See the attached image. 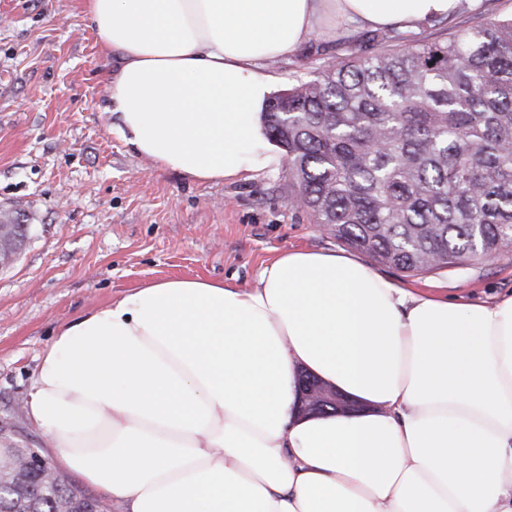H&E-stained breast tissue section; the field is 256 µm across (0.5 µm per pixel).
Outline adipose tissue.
<instances>
[{
	"label": "adipose tissue",
	"instance_id": "1",
	"mask_svg": "<svg viewBox=\"0 0 512 512\" xmlns=\"http://www.w3.org/2000/svg\"><path fill=\"white\" fill-rule=\"evenodd\" d=\"M462 0H83L126 144L200 182L282 164L269 60ZM306 370L361 404L303 416ZM121 512H512V293L451 299L285 250L241 288L140 285L61 324L24 405Z\"/></svg>",
	"mask_w": 512,
	"mask_h": 512
}]
</instances>
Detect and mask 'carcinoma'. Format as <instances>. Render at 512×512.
Instances as JSON below:
<instances>
[{
  "mask_svg": "<svg viewBox=\"0 0 512 512\" xmlns=\"http://www.w3.org/2000/svg\"><path fill=\"white\" fill-rule=\"evenodd\" d=\"M276 94L265 113L290 201L336 240L409 274L512 249V18L435 38L390 31ZM94 496L59 473L0 481V512Z\"/></svg>",
  "mask_w": 512,
  "mask_h": 512,
  "instance_id": "1",
  "label": "carcinoma"
}]
</instances>
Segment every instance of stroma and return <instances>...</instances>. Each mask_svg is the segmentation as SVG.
<instances>
[{
	"instance_id": "1",
	"label": "stroma",
	"mask_w": 512,
	"mask_h": 512,
	"mask_svg": "<svg viewBox=\"0 0 512 512\" xmlns=\"http://www.w3.org/2000/svg\"><path fill=\"white\" fill-rule=\"evenodd\" d=\"M318 36L269 61L286 89L349 55ZM112 64L80 0H0V210L23 215L26 243L0 272V445L42 448L24 414L30 380L55 329L130 288L170 278L255 284L291 248L343 245L288 198L282 171L198 182L127 146L104 112ZM407 288L484 299L512 291V250L464 268L410 275Z\"/></svg>"
}]
</instances>
